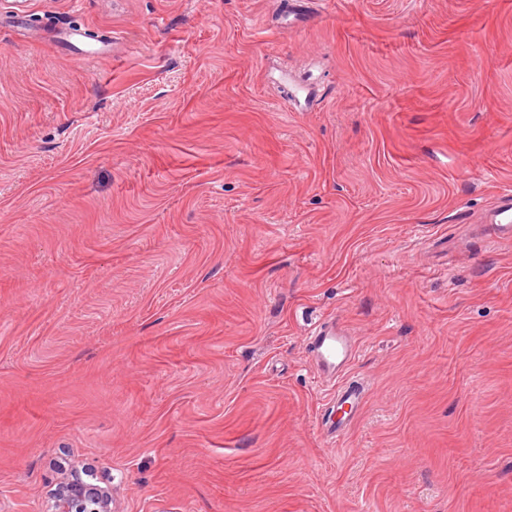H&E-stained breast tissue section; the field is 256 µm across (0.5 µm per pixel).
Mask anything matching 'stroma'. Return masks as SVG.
<instances>
[{
    "label": "stroma",
    "mask_w": 512,
    "mask_h": 512,
    "mask_svg": "<svg viewBox=\"0 0 512 512\" xmlns=\"http://www.w3.org/2000/svg\"><path fill=\"white\" fill-rule=\"evenodd\" d=\"M510 190L512 0H0V507L512 512ZM484 238L490 244L512 242V193L498 195L480 222ZM315 362L321 374L337 380L347 371L356 355L348 333L333 320L310 336ZM364 387L340 385L336 388V399L330 405L326 412H329L326 417V412L321 420V428L327 436L331 438L338 437L342 434L348 426L349 421L344 420L342 417L336 418V423L333 422L331 416L336 410H342L347 404L350 409L355 412L360 409L363 401ZM335 424V425H334ZM104 486L87 484L77 471L64 477L51 493L49 512H112V487L107 479Z\"/></svg>",
    "instance_id": "stroma-1"
}]
</instances>
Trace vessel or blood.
<instances>
[{
	"label": "vessel or blood",
	"instance_id": "b4317fda",
	"mask_svg": "<svg viewBox=\"0 0 512 512\" xmlns=\"http://www.w3.org/2000/svg\"><path fill=\"white\" fill-rule=\"evenodd\" d=\"M484 238L488 243L512 242V193L498 195L482 218ZM312 351L321 374L337 380L336 398L332 410L360 409L364 390L359 386L340 384L339 379L356 355V347L345 329L328 323L316 329L312 336Z\"/></svg>",
	"mask_w": 512,
	"mask_h": 512
}]
</instances>
